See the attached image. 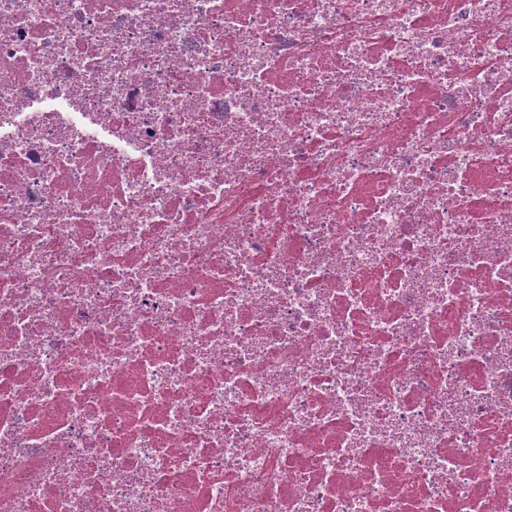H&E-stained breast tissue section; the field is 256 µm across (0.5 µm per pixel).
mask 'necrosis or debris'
<instances>
[{
	"label": "necrosis or debris",
	"mask_w": 512,
	"mask_h": 512,
	"mask_svg": "<svg viewBox=\"0 0 512 512\" xmlns=\"http://www.w3.org/2000/svg\"><path fill=\"white\" fill-rule=\"evenodd\" d=\"M0 512H512V0H0Z\"/></svg>",
	"instance_id": "necrosis-or-debris-1"
}]
</instances>
